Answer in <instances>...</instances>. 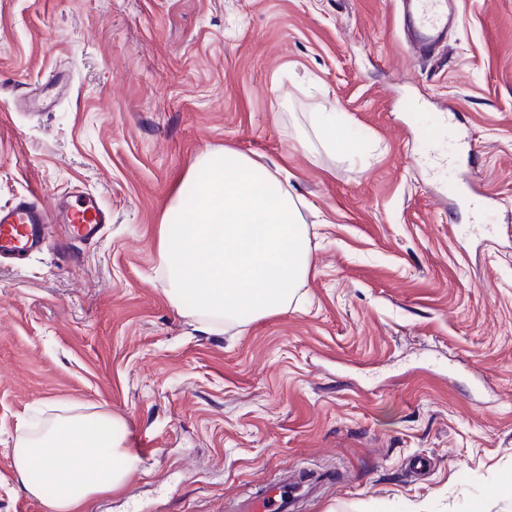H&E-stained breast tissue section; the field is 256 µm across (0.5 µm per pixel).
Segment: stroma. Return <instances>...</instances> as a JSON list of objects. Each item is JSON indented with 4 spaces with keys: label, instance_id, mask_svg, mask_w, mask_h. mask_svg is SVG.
<instances>
[{
    "label": "stroma",
    "instance_id": "1",
    "mask_svg": "<svg viewBox=\"0 0 512 512\" xmlns=\"http://www.w3.org/2000/svg\"><path fill=\"white\" fill-rule=\"evenodd\" d=\"M455 8L420 58L399 0H0V206L112 212L0 263V512H44L11 450L71 404L152 447L88 512H225L290 467L323 477L299 512H512V0ZM224 147L308 202L312 267L292 310L205 332L158 230Z\"/></svg>",
    "mask_w": 512,
    "mask_h": 512
}]
</instances>
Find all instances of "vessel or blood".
I'll use <instances>...</instances> for the list:
<instances>
[{
	"label": "vessel or blood",
	"instance_id": "obj_1",
	"mask_svg": "<svg viewBox=\"0 0 512 512\" xmlns=\"http://www.w3.org/2000/svg\"><path fill=\"white\" fill-rule=\"evenodd\" d=\"M408 25L405 41L417 56H425L439 43L448 27V0H402ZM111 211L101 207L89 195L45 204L39 196L18 199L0 206V257L23 263L41 250L51 225H63L68 243L92 241L105 224L111 223ZM311 488L297 480L280 476L258 486L246 497L226 503L227 512H292L295 502Z\"/></svg>",
	"mask_w": 512,
	"mask_h": 512
}]
</instances>
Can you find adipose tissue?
Wrapping results in <instances>:
<instances>
[{"instance_id":"obj_1","label":"adipose tissue","mask_w":512,"mask_h":512,"mask_svg":"<svg viewBox=\"0 0 512 512\" xmlns=\"http://www.w3.org/2000/svg\"><path fill=\"white\" fill-rule=\"evenodd\" d=\"M125 426L107 411L47 418L22 429L12 450L14 479L45 512H86L91 500L121 491L139 459L125 448Z\"/></svg>"}]
</instances>
